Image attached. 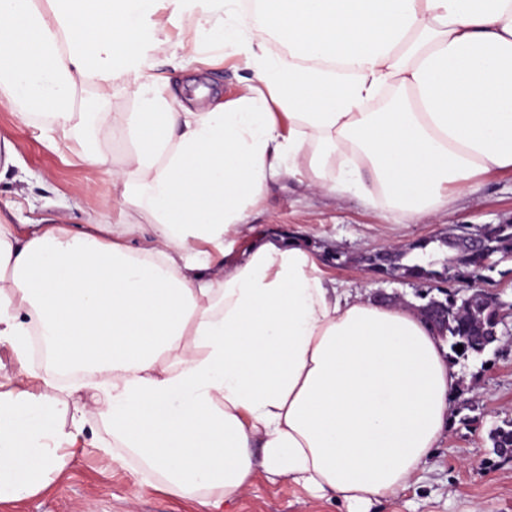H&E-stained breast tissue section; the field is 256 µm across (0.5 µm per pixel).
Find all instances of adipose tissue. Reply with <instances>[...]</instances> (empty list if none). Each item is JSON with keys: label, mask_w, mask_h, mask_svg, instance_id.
Here are the masks:
<instances>
[{"label": "adipose tissue", "mask_w": 512, "mask_h": 512, "mask_svg": "<svg viewBox=\"0 0 512 512\" xmlns=\"http://www.w3.org/2000/svg\"><path fill=\"white\" fill-rule=\"evenodd\" d=\"M252 2L0 0V107L45 112L121 213L0 224V502L59 477L91 418L203 512L259 467L367 512L445 435L459 375L418 311L247 213L285 175L406 224L512 171V0ZM229 57L234 97L170 77ZM33 335L84 397L53 396Z\"/></svg>", "instance_id": "obj_1"}]
</instances>
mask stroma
<instances>
[{
    "instance_id": "stroma-1",
    "label": "stroma",
    "mask_w": 512,
    "mask_h": 512,
    "mask_svg": "<svg viewBox=\"0 0 512 512\" xmlns=\"http://www.w3.org/2000/svg\"><path fill=\"white\" fill-rule=\"evenodd\" d=\"M0 135L16 150V165L0 181V222L79 224L86 213L110 205L115 191L108 175L94 165L75 160L53 143L46 122L22 121L0 107ZM250 223L266 234L297 233L320 257L340 250L350 261L330 272L345 287L362 294L377 290L399 293L410 306L421 303L423 284L382 282L364 258L392 240L405 249L424 239L443 238L461 224H512V172L481 178L474 194L459 196L447 213L433 221L396 223L387 209L362 199L311 193L305 185L282 179L272 182L264 200L251 212ZM459 386L468 399V422L452 419L450 428L396 496L373 502L369 512H512V460L493 452L490 431L512 420V338L459 366ZM0 512H199L197 502L177 497L129 462L87 447L68 462L61 478L16 503L0 504ZM213 512H347L345 504L317 497L285 478L270 479L256 469L247 493L223 502Z\"/></svg>"
}]
</instances>
